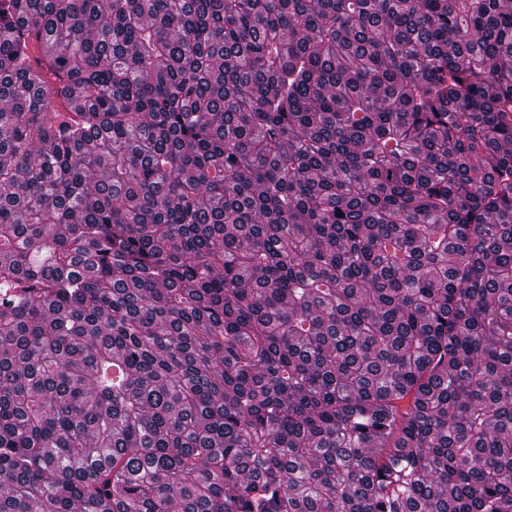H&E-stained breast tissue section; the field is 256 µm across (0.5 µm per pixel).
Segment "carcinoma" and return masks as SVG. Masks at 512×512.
Returning a JSON list of instances; mask_svg holds the SVG:
<instances>
[{
    "label": "carcinoma",
    "mask_w": 512,
    "mask_h": 512,
    "mask_svg": "<svg viewBox=\"0 0 512 512\" xmlns=\"http://www.w3.org/2000/svg\"><path fill=\"white\" fill-rule=\"evenodd\" d=\"M0 512H512V0H0Z\"/></svg>",
    "instance_id": "carcinoma-1"
}]
</instances>
